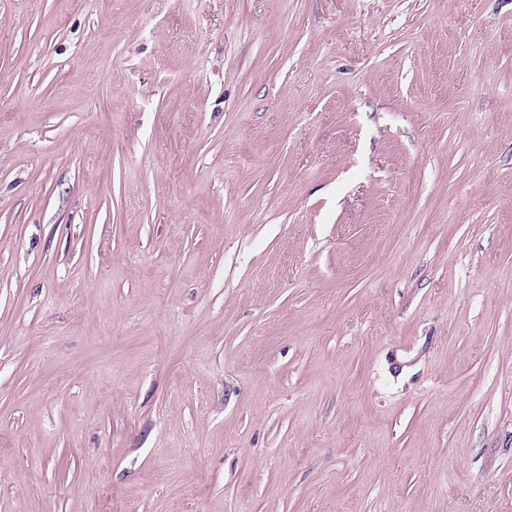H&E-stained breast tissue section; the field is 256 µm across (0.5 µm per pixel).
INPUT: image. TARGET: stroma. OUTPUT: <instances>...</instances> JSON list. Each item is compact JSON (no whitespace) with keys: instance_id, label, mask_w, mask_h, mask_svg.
I'll use <instances>...</instances> for the list:
<instances>
[{"instance_id":"1","label":"stroma","mask_w":512,"mask_h":512,"mask_svg":"<svg viewBox=\"0 0 512 512\" xmlns=\"http://www.w3.org/2000/svg\"><path fill=\"white\" fill-rule=\"evenodd\" d=\"M0 512H512V0H0Z\"/></svg>"}]
</instances>
